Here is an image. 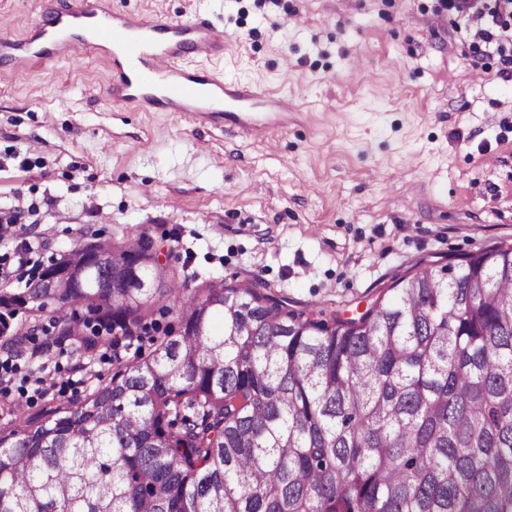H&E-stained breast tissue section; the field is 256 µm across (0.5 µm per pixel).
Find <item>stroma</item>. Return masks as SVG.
<instances>
[{"label": "stroma", "instance_id": "stroma-1", "mask_svg": "<svg viewBox=\"0 0 512 512\" xmlns=\"http://www.w3.org/2000/svg\"><path fill=\"white\" fill-rule=\"evenodd\" d=\"M224 29L228 80L288 95L287 127L246 137L108 102L105 50L15 79L0 63V268L32 277L75 243L141 226L196 282H252L324 319L355 318L413 267L512 242V83L476 27L438 0H105ZM29 336L0 428L106 383L109 346ZM50 389L36 393V378Z\"/></svg>", "mask_w": 512, "mask_h": 512}]
</instances>
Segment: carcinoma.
Listing matches in <instances>:
<instances>
[{
	"instance_id": "obj_1",
	"label": "carcinoma",
	"mask_w": 512,
	"mask_h": 512,
	"mask_svg": "<svg viewBox=\"0 0 512 512\" xmlns=\"http://www.w3.org/2000/svg\"><path fill=\"white\" fill-rule=\"evenodd\" d=\"M99 256L86 243L0 288V334L53 306L72 310L56 338L117 349L159 302L178 328L0 429V512H512V245L332 321L253 283L191 288L145 230ZM68 266L84 276L43 287Z\"/></svg>"
}]
</instances>
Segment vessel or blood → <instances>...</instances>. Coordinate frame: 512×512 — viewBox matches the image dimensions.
Instances as JSON below:
<instances>
[{
    "label": "vessel or blood",
    "instance_id": "b4317fda",
    "mask_svg": "<svg viewBox=\"0 0 512 512\" xmlns=\"http://www.w3.org/2000/svg\"><path fill=\"white\" fill-rule=\"evenodd\" d=\"M103 42L112 46L109 102L190 116L220 114L225 125L254 135L288 114L287 96L269 94L253 81H226L209 68V61L223 57L225 36L199 17H131L107 11L99 0H69L61 8L47 0L27 40V59L87 52Z\"/></svg>",
    "mask_w": 512,
    "mask_h": 512
}]
</instances>
